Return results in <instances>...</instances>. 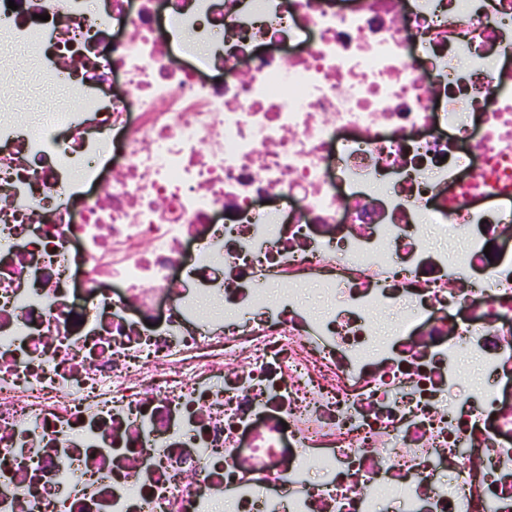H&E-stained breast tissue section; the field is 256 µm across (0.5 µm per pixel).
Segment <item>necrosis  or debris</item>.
<instances>
[{
  "label": "necrosis or debris",
  "instance_id": "obj_1",
  "mask_svg": "<svg viewBox=\"0 0 512 512\" xmlns=\"http://www.w3.org/2000/svg\"><path fill=\"white\" fill-rule=\"evenodd\" d=\"M15 2L0 512H512V0ZM12 58V98L15 111L23 112L27 123L33 128L42 129L45 124L47 127L52 113L65 99V89L38 82L34 63L21 50L14 51Z\"/></svg>",
  "mask_w": 512,
  "mask_h": 512
}]
</instances>
